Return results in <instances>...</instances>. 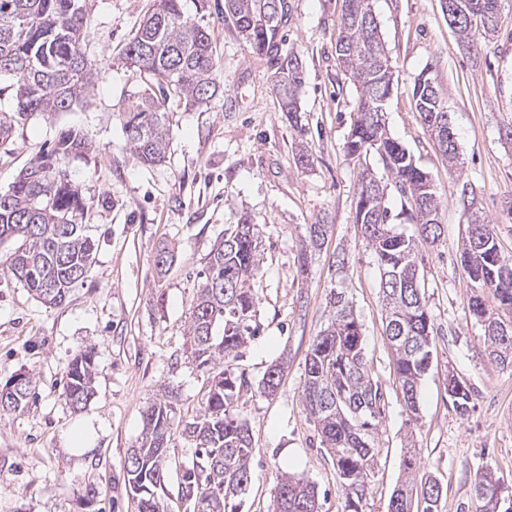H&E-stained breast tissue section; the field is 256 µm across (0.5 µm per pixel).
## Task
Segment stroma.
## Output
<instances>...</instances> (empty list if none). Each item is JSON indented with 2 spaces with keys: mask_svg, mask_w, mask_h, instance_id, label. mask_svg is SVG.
Instances as JSON below:
<instances>
[{
  "mask_svg": "<svg viewBox=\"0 0 512 512\" xmlns=\"http://www.w3.org/2000/svg\"><path fill=\"white\" fill-rule=\"evenodd\" d=\"M154 0H88L85 55L94 60L87 102L15 124L0 144V192L29 160L72 129L90 150L64 161L86 204L85 233L95 243L91 270L60 306L35 298L7 270L14 241L0 243V385L32 376L23 408L0 413V512H127L125 461L141 438V412L164 392L174 395V424L202 409L209 374L187 357L185 322L197 273L225 225L249 217L262 231L255 279L260 333L234 364L253 391L232 415L253 442L251 479L241 512H271L277 479L303 476L318 488L321 512H343L345 492L321 448L302 400L310 344L327 320L336 255L346 252L348 294L363 324L364 352L384 398L374 434L378 462L366 512H386L408 449L417 479L442 488L441 512H460L475 474L489 466L512 488V370L491 363L483 330L468 315L467 278L456 258L467 238L463 191L473 192L500 244L512 254V0H502L498 34L478 54L463 47L442 0H375L384 48L395 71L385 112L391 135L429 173L442 207V236L419 269L435 324L436 353L410 418L384 335L380 277L354 224L360 166L345 151L356 89L336 65V34L345 0H289L285 46L301 56L302 132L289 126L272 90L271 71L224 22V0H183L187 16L210 29L224 89L191 108L170 99L166 158L146 166L130 151L124 127L138 91L151 79L123 48ZM431 67L457 134L461 165L449 170L422 126L412 99L415 77ZM311 158L301 164L297 145ZM326 217L330 229L301 280L305 225ZM169 245L174 260L157 273L154 256ZM95 351L94 394L74 410L64 394L69 366ZM283 364L277 391L261 393L267 369ZM471 391L467 413L448 397L449 374ZM91 422L90 448L69 453L72 426ZM167 512H186L182 475L196 448L173 434L167 449Z\"/></svg>",
  "mask_w": 512,
  "mask_h": 512,
  "instance_id": "35a3bbf8",
  "label": "stroma"
}]
</instances>
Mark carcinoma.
Returning a JSON list of instances; mask_svg holds the SVG:
<instances>
[{"label": "carcinoma", "instance_id": "cac0c4a2", "mask_svg": "<svg viewBox=\"0 0 512 512\" xmlns=\"http://www.w3.org/2000/svg\"><path fill=\"white\" fill-rule=\"evenodd\" d=\"M336 42L342 44L337 65L356 87L357 118L345 141L349 156L361 160L374 153L393 177L396 191L409 203L414 233L398 231L390 222L387 187L367 166L361 168L354 205V224L366 242L380 276L385 336L410 416L418 415L419 387L431 367L434 324L419 275L421 249L442 235L440 200L427 172L389 133L384 114L393 87V66L387 56L373 0H345ZM481 16V27L462 22L459 38L478 51L479 38L495 36L500 0H462ZM285 0H230L224 22L249 48L265 58L272 86L288 124L302 128L298 91L304 80L300 57L283 50L287 23ZM87 28L86 0H0V74L13 78L16 110L0 113V142L8 141L14 124L32 116L65 112L87 97L94 86L96 64L81 51ZM124 55L132 66L152 76L158 92L139 93L125 123L127 143L150 166L162 164L167 148L170 98L191 105L210 102L221 90L219 65L211 31L190 21L182 0H155L129 38ZM412 97L424 128L448 166L458 168L454 128L436 78L419 73ZM89 144L63 131L50 154L39 156L8 191L0 193V242L17 246L6 259L9 272L44 304H63L73 286L87 278L95 243L83 233L86 203L63 168L71 153ZM472 209L468 236L497 237L494 227ZM329 225L321 218L305 225V250L299 272L308 278L309 258L321 250ZM262 234L244 217L224 229L207 255L202 280L187 317L188 358L210 374V385L198 416L181 433L196 445L197 456L183 475L182 497L192 512H239L242 483L250 481L253 455L248 427L227 413L249 391L232 362L247 340L259 332L258 293L253 284L259 267ZM348 259L338 262V279L327 295V324L314 337L305 359L303 396L309 418L336 468L345 490L343 512H364L377 452L371 434L381 423L383 393L364 354L363 324L347 295ZM459 263L468 279V314L484 330L489 361L512 368V331L500 336L495 321L512 323V256L491 244L489 249L462 251ZM94 353L72 360L65 394L79 409L93 395ZM282 367L274 365L263 378V392L280 385ZM0 387V412L15 411L28 399L32 378L8 398ZM456 410L464 414L471 394L456 383L448 390ZM174 402L161 399L142 412L140 445L131 449L124 486L134 512H164ZM422 512H438L441 486L432 477L422 487ZM315 486L302 476L284 475L277 483L273 512H313ZM462 512H512L508 487L486 467L476 472L474 498Z\"/></svg>", "mask_w": 512, "mask_h": 512}]
</instances>
